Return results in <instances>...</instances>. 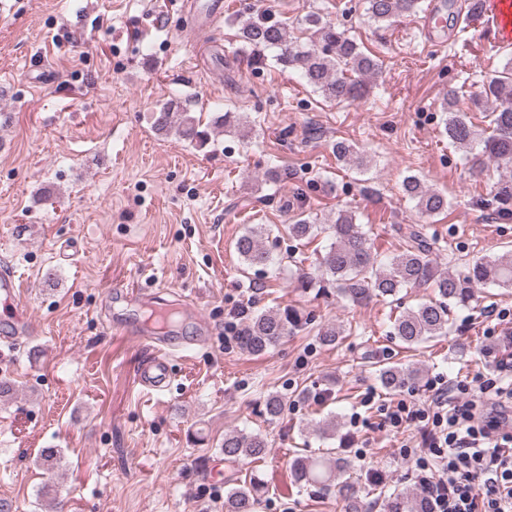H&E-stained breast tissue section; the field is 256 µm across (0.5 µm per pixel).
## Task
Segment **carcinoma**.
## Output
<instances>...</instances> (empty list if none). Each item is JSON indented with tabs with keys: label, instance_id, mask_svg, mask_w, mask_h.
Here are the masks:
<instances>
[{
	"label": "carcinoma",
	"instance_id": "obj_1",
	"mask_svg": "<svg viewBox=\"0 0 512 512\" xmlns=\"http://www.w3.org/2000/svg\"><path fill=\"white\" fill-rule=\"evenodd\" d=\"M420 3L421 0H366V14L373 22L389 26L397 18L415 13ZM454 7L457 15L466 19L477 17L482 11L481 0H463L459 6L456 0H449L448 8ZM304 24L310 32V44L299 45L290 38L286 22L250 9L236 17L241 50L249 52L254 62H264L266 52L271 51L276 64L298 73L322 98L338 103L364 99L366 78L381 71L379 60L366 54L346 31L316 12L306 15ZM457 98V90H448L444 110L448 112L445 129L450 142L464 151L474 166L489 158L511 167L512 59L480 94V99L491 105L489 135L477 130L465 113L457 111ZM247 123L241 113L231 111L213 119V125L229 132L240 130ZM153 127L158 132H172L198 147L207 143L200 119L174 100L153 113ZM333 152L339 162L363 171L368 167L367 156L346 140L336 141ZM402 191L423 216H436L448 209V197L416 175L404 177ZM324 229L331 234L332 242L319 261L320 278L338 295L362 303L373 297H395L408 288L435 290L433 298L394 319L391 335L407 349L448 335L451 310L470 307L475 289L512 288V250L473 263L464 261L463 270L456 273L442 271L432 257L433 243L421 225H406L402 231V250L385 258L378 257L363 225L356 223L355 215L349 211L339 212L335 223L321 227L301 216L288 225V235L302 240ZM271 235L268 224L248 227L236 242L239 258L250 267L273 265ZM302 327L303 318L293 307L261 310L249 318L240 336V346L248 353L261 354ZM375 374L380 387L388 393L412 389L422 378L417 367L388 362L377 365ZM222 448L224 460L229 463L256 461L269 453V442L258 432L234 429L224 433ZM346 473L347 463L340 457L331 461L298 454L292 460L288 479L290 486L300 492L310 487L335 491L344 512H364L358 482L342 479ZM266 491V482L253 474L226 492L224 512H258ZM380 493L387 499L388 512H425L426 503L420 495L384 487Z\"/></svg>",
	"mask_w": 512,
	"mask_h": 512
}]
</instances>
